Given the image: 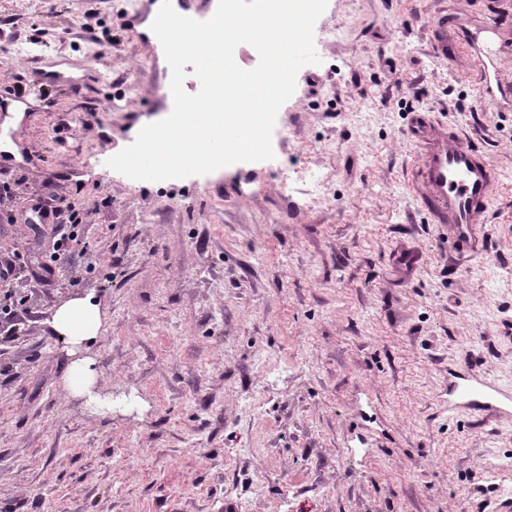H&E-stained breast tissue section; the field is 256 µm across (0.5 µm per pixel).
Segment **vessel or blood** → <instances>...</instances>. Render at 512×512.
Wrapping results in <instances>:
<instances>
[{
	"label": "vessel or blood",
	"instance_id": "1",
	"mask_svg": "<svg viewBox=\"0 0 512 512\" xmlns=\"http://www.w3.org/2000/svg\"><path fill=\"white\" fill-rule=\"evenodd\" d=\"M479 49L476 68L487 98L495 91L486 63L495 51L497 22H489ZM419 147L421 164L413 183L433 223L448 227V241L455 257L468 258L482 252L481 228L490 216V205L500 174L467 137L444 131L427 114L414 113L406 130ZM448 409L459 414L512 418V387L491 379L472 365L451 370L448 375Z\"/></svg>",
	"mask_w": 512,
	"mask_h": 512
}]
</instances>
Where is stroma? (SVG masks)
<instances>
[{
  "label": "stroma",
  "mask_w": 512,
  "mask_h": 512,
  "mask_svg": "<svg viewBox=\"0 0 512 512\" xmlns=\"http://www.w3.org/2000/svg\"><path fill=\"white\" fill-rule=\"evenodd\" d=\"M126 0H0V92L48 84L0 149V512H477L512 496V420L448 411V369L512 385V0H328L272 159L162 182L109 168L161 120ZM447 17V58L430 50ZM501 24L496 102L474 58ZM424 112L501 173L482 254L451 261L411 179ZM305 169L323 192L296 181ZM55 195L88 231L37 281ZM90 295L89 414L48 325Z\"/></svg>",
  "instance_id": "stroma-1"
}]
</instances>
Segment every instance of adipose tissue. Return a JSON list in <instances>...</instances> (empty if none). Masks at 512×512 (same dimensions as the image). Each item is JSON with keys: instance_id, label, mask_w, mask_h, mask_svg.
Wrapping results in <instances>:
<instances>
[{"instance_id": "adipose-tissue-1", "label": "adipose tissue", "mask_w": 512, "mask_h": 512, "mask_svg": "<svg viewBox=\"0 0 512 512\" xmlns=\"http://www.w3.org/2000/svg\"><path fill=\"white\" fill-rule=\"evenodd\" d=\"M49 325L70 359L66 373L69 390L75 397L95 402L92 361L83 352L103 326L99 304L88 297L71 299L54 311Z\"/></svg>"}]
</instances>
